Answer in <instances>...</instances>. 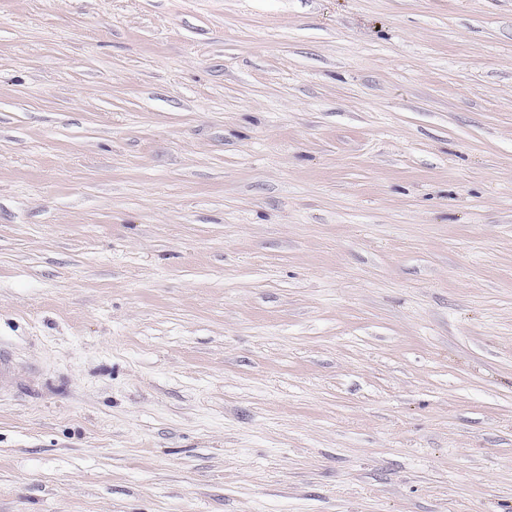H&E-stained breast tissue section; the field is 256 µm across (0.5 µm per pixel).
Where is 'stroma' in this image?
Returning a JSON list of instances; mask_svg holds the SVG:
<instances>
[{"label":"stroma","instance_id":"obj_1","mask_svg":"<svg viewBox=\"0 0 512 512\" xmlns=\"http://www.w3.org/2000/svg\"><path fill=\"white\" fill-rule=\"evenodd\" d=\"M0 512H512V0H0Z\"/></svg>","mask_w":512,"mask_h":512}]
</instances>
